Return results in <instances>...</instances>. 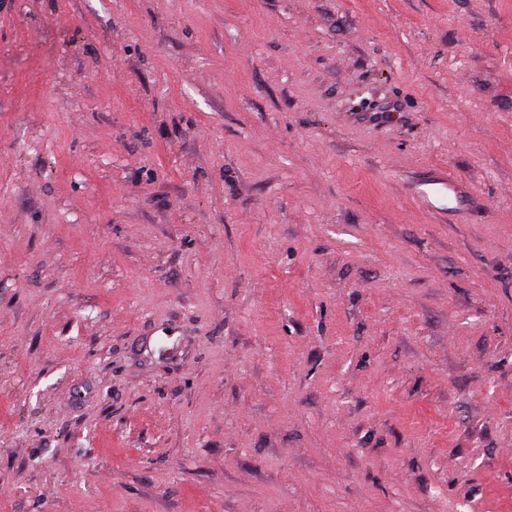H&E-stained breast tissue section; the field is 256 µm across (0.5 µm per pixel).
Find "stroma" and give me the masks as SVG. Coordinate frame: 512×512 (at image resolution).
Here are the masks:
<instances>
[{"mask_svg":"<svg viewBox=\"0 0 512 512\" xmlns=\"http://www.w3.org/2000/svg\"><path fill=\"white\" fill-rule=\"evenodd\" d=\"M0 512H512V0H0ZM412 196L422 206L432 210L462 212L477 197L473 188L454 177L435 174L417 182L411 189ZM448 201V207L444 202Z\"/></svg>","mask_w":512,"mask_h":512,"instance_id":"obj_1","label":"stroma"}]
</instances>
